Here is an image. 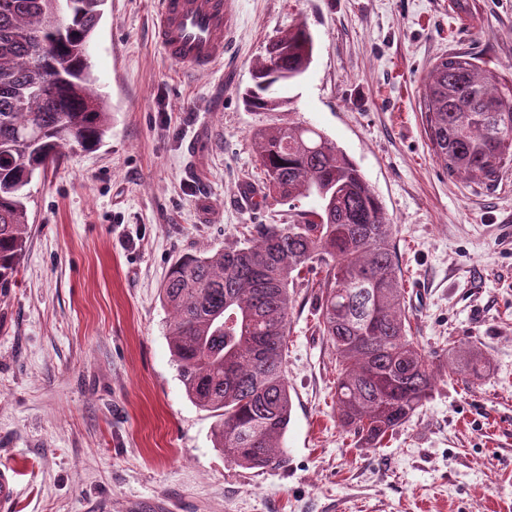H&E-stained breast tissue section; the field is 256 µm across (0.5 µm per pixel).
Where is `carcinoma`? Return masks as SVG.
<instances>
[{"label":"carcinoma","instance_id":"cac0c4a2","mask_svg":"<svg viewBox=\"0 0 512 512\" xmlns=\"http://www.w3.org/2000/svg\"><path fill=\"white\" fill-rule=\"evenodd\" d=\"M106 0H0V292L26 247L28 186L63 149L96 147L110 121L89 64V44ZM256 62L245 103L285 112L275 87L304 74L313 56L306 25L284 31ZM44 51V70L31 57ZM421 111L436 160L450 176L483 185L512 169V81L479 57H440L423 79ZM264 169L263 198L319 208L292 209L286 224H255L252 240L179 257L162 299L185 392L217 417L216 447L235 465L277 468L293 401L286 374L297 280L319 270L317 326L336 349V416L375 448L429 397L435 370L411 334L394 224L357 165L313 126L291 120L254 130ZM462 382L486 365L473 347L451 348Z\"/></svg>","mask_w":512,"mask_h":512}]
</instances>
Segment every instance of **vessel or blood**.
<instances>
[{
    "label": "vessel or blood",
    "instance_id": "vessel-or-blood-1",
    "mask_svg": "<svg viewBox=\"0 0 512 512\" xmlns=\"http://www.w3.org/2000/svg\"><path fill=\"white\" fill-rule=\"evenodd\" d=\"M229 0H158L156 42L174 63L211 71L224 61ZM16 496V472L0 467V512Z\"/></svg>",
    "mask_w": 512,
    "mask_h": 512
}]
</instances>
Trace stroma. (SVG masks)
<instances>
[{
	"instance_id": "1",
	"label": "stroma",
	"mask_w": 512,
	"mask_h": 512,
	"mask_svg": "<svg viewBox=\"0 0 512 512\" xmlns=\"http://www.w3.org/2000/svg\"><path fill=\"white\" fill-rule=\"evenodd\" d=\"M157 0H107L89 55L109 106L94 149L67 151L26 191L29 231L0 296V466L12 512H512V173L448 176L419 102L432 63L478 55L512 79V0H234L223 65L191 73L154 39ZM305 24L292 120L342 149L393 221L411 331L434 365L472 343L488 362L429 399L380 447L336 418V352L316 326L317 271L294 290L287 461L245 469L215 448L212 412L188 398L159 288L181 255L223 248L287 202L250 206L264 181L248 108L253 65ZM16 472L10 467H0V508L11 506L16 496Z\"/></svg>"
}]
</instances>
